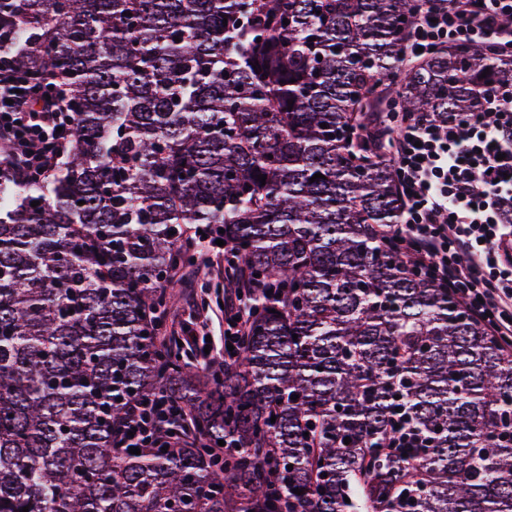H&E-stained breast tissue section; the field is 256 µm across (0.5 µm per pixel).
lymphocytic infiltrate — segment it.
Here are the masks:
<instances>
[{"mask_svg": "<svg viewBox=\"0 0 512 512\" xmlns=\"http://www.w3.org/2000/svg\"><path fill=\"white\" fill-rule=\"evenodd\" d=\"M512 50V0H417L405 36L407 60L451 41ZM512 86L484 97L478 111L450 115H372L367 136L391 165L399 221L381 233L385 248L465 303L488 332L512 337ZM67 115L53 83L36 82L0 52V147L26 174L47 175L69 142ZM162 397L131 400L119 429L122 447H144L153 431L178 422Z\"/></svg>", "mask_w": 512, "mask_h": 512, "instance_id": "f902f5d3", "label": "lymphocytic infiltrate"}]
</instances>
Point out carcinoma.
Here are the masks:
<instances>
[{
	"label": "carcinoma",
	"mask_w": 512,
	"mask_h": 512,
	"mask_svg": "<svg viewBox=\"0 0 512 512\" xmlns=\"http://www.w3.org/2000/svg\"><path fill=\"white\" fill-rule=\"evenodd\" d=\"M415 7L0 0L73 113L50 192L0 159V512H512V344L382 247L396 181L360 133L393 80L404 112H476L512 57L405 64ZM196 224L255 284L222 378L149 320ZM155 394L194 436L131 454ZM179 408L171 401L155 396L144 405V401L133 399L127 406L125 419L119 429L123 448H144L146 439L153 431L166 427L169 422L179 423ZM137 428V431H134ZM132 431L134 437L128 435Z\"/></svg>",
	"instance_id": "obj_1"
}]
</instances>
